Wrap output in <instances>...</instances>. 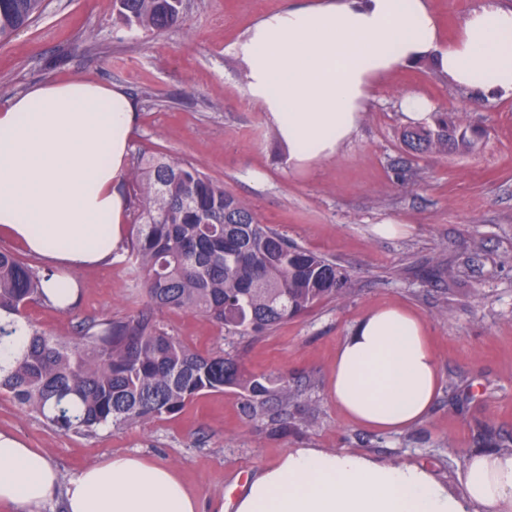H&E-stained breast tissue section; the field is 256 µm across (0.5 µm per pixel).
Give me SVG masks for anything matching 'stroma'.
Instances as JSON below:
<instances>
[{
	"label": "stroma",
	"mask_w": 512,
	"mask_h": 512,
	"mask_svg": "<svg viewBox=\"0 0 512 512\" xmlns=\"http://www.w3.org/2000/svg\"><path fill=\"white\" fill-rule=\"evenodd\" d=\"M305 0H185L184 23L160 35L128 30L114 0H45L41 17L0 43V105L49 78L118 85L138 105L131 156L191 162L248 203L259 220L336 262L350 293L260 336H242L186 311L166 329L200 352L221 350L246 374H287L297 397L250 414L241 388L206 393L174 416L90 436L47 426L0 393V432L40 449L61 489L42 512H64L62 488L82 469L131 453L177 468L201 512L240 493L294 448L347 449L426 467L459 489L472 449L512 439V99L451 85L429 65L400 69L372 92L361 125L332 157L290 169L276 130L246 93L234 43L261 15ZM460 113L482 129L473 148L415 154L402 141L403 95ZM399 224L393 238L375 233ZM74 308L29 306L39 331L72 339L84 320L125 316L145 297L124 254L75 270ZM385 304L425 324L441 371L428 415L399 433L345 420L329 395L336 350Z\"/></svg>",
	"instance_id": "obj_1"
}]
</instances>
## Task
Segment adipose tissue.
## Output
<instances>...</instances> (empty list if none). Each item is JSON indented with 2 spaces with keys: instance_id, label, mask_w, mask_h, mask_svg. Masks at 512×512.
<instances>
[{
  "instance_id": "1",
  "label": "adipose tissue",
  "mask_w": 512,
  "mask_h": 512,
  "mask_svg": "<svg viewBox=\"0 0 512 512\" xmlns=\"http://www.w3.org/2000/svg\"><path fill=\"white\" fill-rule=\"evenodd\" d=\"M234 52L297 171L336 155L375 85L418 61L512 98V9L494 4L470 11L447 42L429 0H310L263 15ZM135 112L122 88L81 78L46 80L0 106V234L46 264L58 308L74 292L70 270L112 258L124 237ZM440 382L424 323L385 305L340 344L329 393L350 422L398 432L427 415ZM459 481L456 491L415 464L295 448L254 475L233 512H512V452L472 450ZM58 482L38 449L0 432V512H38ZM66 512H199V502L171 465L116 454L69 480Z\"/></svg>"
}]
</instances>
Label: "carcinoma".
Masks as SVG:
<instances>
[{
	"instance_id": "obj_1",
	"label": "carcinoma",
	"mask_w": 512,
	"mask_h": 512,
	"mask_svg": "<svg viewBox=\"0 0 512 512\" xmlns=\"http://www.w3.org/2000/svg\"><path fill=\"white\" fill-rule=\"evenodd\" d=\"M117 19L148 34L181 19L182 0H115ZM44 0H0V42L30 27ZM481 130L441 112L432 127L404 133L415 153L461 151ZM132 232L122 245L146 296L142 309L121 318L80 324L62 340L28 325V344L8 368L0 391L58 430L90 435L181 412L195 398L226 387L247 392L257 412L296 394L288 375L245 377L222 352L201 353L157 320L163 310L198 313L242 335H260L324 299L345 295L346 271L332 260L292 245L261 223L244 201L190 162L142 155L130 172ZM47 276L0 248V312L25 317L47 304Z\"/></svg>"
}]
</instances>
